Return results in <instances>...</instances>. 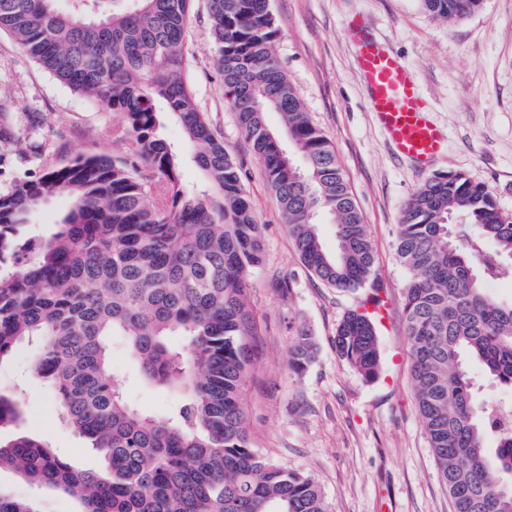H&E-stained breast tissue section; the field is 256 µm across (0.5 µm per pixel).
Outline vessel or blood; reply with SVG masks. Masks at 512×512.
Here are the masks:
<instances>
[{"label":"vessel or blood","mask_w":512,"mask_h":512,"mask_svg":"<svg viewBox=\"0 0 512 512\" xmlns=\"http://www.w3.org/2000/svg\"><path fill=\"white\" fill-rule=\"evenodd\" d=\"M356 61L381 129L400 155L418 167L430 166L442 153L445 137L432 121L411 70L367 38L358 43Z\"/></svg>","instance_id":"vessel-or-blood-1"}]
</instances>
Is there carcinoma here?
I'll return each instance as SVG.
<instances>
[{"label":"carcinoma","instance_id":"carcinoma-1","mask_svg":"<svg viewBox=\"0 0 512 512\" xmlns=\"http://www.w3.org/2000/svg\"><path fill=\"white\" fill-rule=\"evenodd\" d=\"M0 0V29L74 92L120 112L132 159L80 154L0 195V362L24 340L55 390L62 420L101 457L80 470L36 436L0 442V468L75 497L81 512H328L309 476L252 446L242 393L255 354L248 276L263 257L261 225L233 157L214 136L184 79L191 0H133L100 17V0ZM455 22L484 0H421ZM224 95L262 160L305 267L344 291L374 287L366 225L329 140L312 125L273 52L269 0H209ZM280 114L283 131L266 116ZM181 126L206 187L182 179L183 151L158 135ZM290 148H285V145ZM149 171L156 193L140 175ZM72 200L48 237L32 213ZM333 226L336 249L319 226ZM408 271L405 334L414 395L454 512H512V424L499 399L477 401L466 362L512 393V303L485 284L512 276V220L492 191L461 173L436 174L415 191L397 224ZM376 316L347 312L338 356L367 381L380 372ZM123 336L143 379L179 399L155 415L131 406L112 378L110 338ZM316 353L305 331L289 350L306 371ZM21 412L0 394V429ZM497 445L485 448L488 436ZM0 512H39L0 493Z\"/></svg>","mask_w":512,"mask_h":512}]
</instances>
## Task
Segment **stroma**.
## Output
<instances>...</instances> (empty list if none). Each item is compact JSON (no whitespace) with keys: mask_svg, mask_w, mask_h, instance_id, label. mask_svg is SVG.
I'll return each mask as SVG.
<instances>
[{"mask_svg":"<svg viewBox=\"0 0 512 512\" xmlns=\"http://www.w3.org/2000/svg\"><path fill=\"white\" fill-rule=\"evenodd\" d=\"M280 37L275 50L312 123L330 140L368 226L377 280L388 304L377 324L381 374L365 381L333 346L336 327L365 291L324 285L303 265L288 223L224 96L207 0H193L185 31L184 77L197 108L235 159L262 226L263 262L248 280L257 321V363L243 389L251 442L263 455L320 485L329 512H453L424 434L405 335L407 274L396 253L399 215L433 173H462L494 192L512 218V0H485L474 15L436 18L421 0H270ZM361 17L375 41L412 69L425 103L446 132L433 169L395 155L369 111L348 24ZM0 104L13 137L0 143V192L80 154L129 156L125 118L60 83L0 30ZM316 344L302 374L288 366L300 331ZM112 372L134 407L166 413L173 393L141 382L124 337L110 341ZM36 348L16 347L0 362V393L18 398L16 430L47 440L72 465L100 457L58 417L52 386L33 373ZM0 492L31 498L40 512H78L69 495L35 488L0 469Z\"/></svg>","mask_w":512,"mask_h":512,"instance_id":"stroma-1","label":"stroma"}]
</instances>
